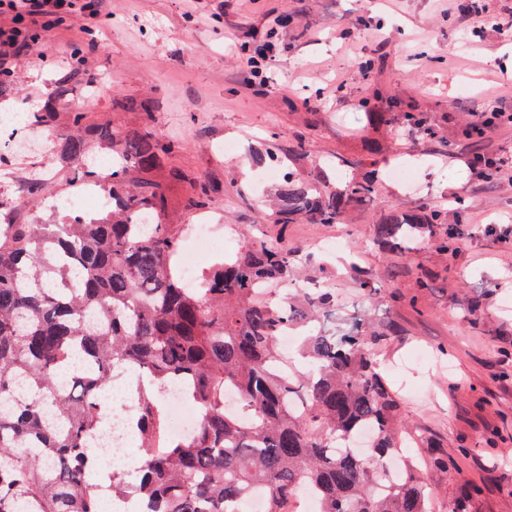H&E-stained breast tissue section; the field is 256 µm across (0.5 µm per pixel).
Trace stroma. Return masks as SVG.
<instances>
[{
	"mask_svg": "<svg viewBox=\"0 0 512 512\" xmlns=\"http://www.w3.org/2000/svg\"><path fill=\"white\" fill-rule=\"evenodd\" d=\"M282 18L268 84L246 89L240 44ZM97 43L85 78L100 96L86 123L181 142L155 173L184 175L170 185L169 223L195 224L183 201L204 184L205 211L225 236L285 239L304 281L340 301L367 278L372 318L391 332L377 352L382 373L410 429L433 442L423 470L437 512L468 481L483 489L474 512H512V459L502 453L512 447V251L472 228L512 222V185L477 177L459 158L473 148L460 125L492 103L493 89L506 87L501 104L512 113V34L476 33L445 0H112ZM60 72L22 54L17 98L39 107ZM340 72L352 75L342 90ZM115 93L156 99L157 109H113ZM412 108L427 114L430 134L403 120ZM370 111L390 113V123L369 124ZM398 167L420 189L394 181ZM372 170L376 194L342 223L277 224L269 201L283 174L333 187ZM452 192L465 203L448 221L474 236L450 265L430 244L408 258L382 245L376 229L392 211L439 209ZM422 275L430 287H419ZM472 299L479 313L468 312ZM437 457L455 469L435 467Z\"/></svg>",
	"mask_w": 512,
	"mask_h": 512,
	"instance_id": "1",
	"label": "stroma"
}]
</instances>
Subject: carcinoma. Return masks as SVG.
<instances>
[{"mask_svg":"<svg viewBox=\"0 0 512 512\" xmlns=\"http://www.w3.org/2000/svg\"><path fill=\"white\" fill-rule=\"evenodd\" d=\"M30 123L55 137L70 181L92 179L125 209H107L77 222L0 223V403L29 387L22 403L0 409V512H99L89 492L105 415L99 396L121 371L164 393L184 385L199 413L192 434L162 437V404L139 392L129 427L140 438L135 479L112 473V498L133 500L137 512H237L254 491L267 512H292L311 491L318 512H434L433 491L408 452L423 438L401 416L373 349L386 340L367 317L336 328V296L257 295L256 285L285 283L295 264L288 244L262 237L189 281L176 261L182 229L167 224L166 184L145 178L179 145L154 132L125 134L110 124L84 125L74 112L65 128L50 125L64 83ZM116 109L151 114L154 104L112 97ZM112 154L101 177L86 162L95 150ZM371 174L334 192L288 176L276 223L337 224L376 191ZM26 205L41 202L43 179L20 186ZM430 237L441 256L455 253L447 214L425 209L394 214L378 225L388 250L410 255ZM307 328L298 355L279 346L284 329ZM238 396V410L224 394ZM397 456V479L384 463ZM471 485L450 512H471Z\"/></svg>","mask_w":512,"mask_h":512,"instance_id":"carcinoma-1","label":"carcinoma"}]
</instances>
